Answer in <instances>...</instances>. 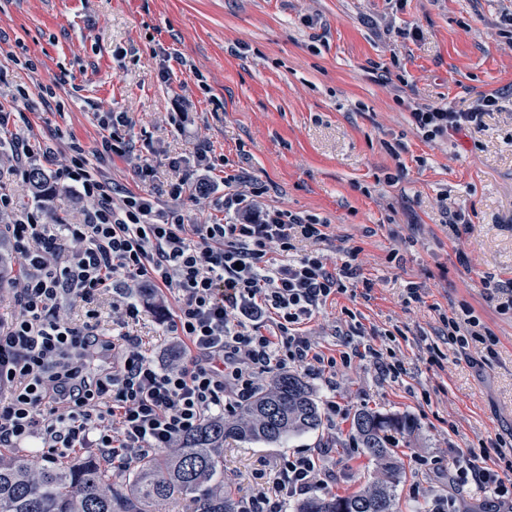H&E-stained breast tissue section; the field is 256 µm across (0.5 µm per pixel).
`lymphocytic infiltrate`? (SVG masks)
<instances>
[{"mask_svg":"<svg viewBox=\"0 0 512 512\" xmlns=\"http://www.w3.org/2000/svg\"><path fill=\"white\" fill-rule=\"evenodd\" d=\"M498 103L491 94L474 109L420 107L411 117L433 140L479 129ZM47 178L92 206L82 222L56 232L36 211L1 229L20 266L9 313L0 316L1 448L29 442L45 462L94 448L123 472L177 447L203 418L235 413L268 374L295 365L332 375L337 363L351 362L348 352L337 359L316 352L306 332L327 300L358 277L356 250L329 267L320 249L326 225L317 217L263 207L259 188L228 175L227 222L189 226L173 208L155 223L143 196L113 200L110 183L80 147ZM298 238L312 249L297 258ZM164 288L177 301L168 331L188 343V352L158 360L138 337L100 330L91 308L97 294L112 291V310L125 328ZM66 300L87 303L82 323L69 320ZM441 322L458 348L473 340L495 344L470 309ZM499 460L497 472L471 458L454 461L456 479L508 500L512 453ZM269 478L271 487H257L243 512H282L284 500L327 485L330 475L313 453L279 460Z\"/></svg>","mask_w":512,"mask_h":512,"instance_id":"f902f5d3","label":"lymphocytic infiltrate"}]
</instances>
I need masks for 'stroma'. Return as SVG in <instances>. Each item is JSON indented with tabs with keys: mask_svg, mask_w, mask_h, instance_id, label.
<instances>
[{
	"mask_svg": "<svg viewBox=\"0 0 512 512\" xmlns=\"http://www.w3.org/2000/svg\"><path fill=\"white\" fill-rule=\"evenodd\" d=\"M488 94L499 108L472 133L431 141L412 123L416 107L466 110ZM0 110L42 171L68 162L75 143L94 154L103 119L124 113L127 153L99 165L114 199L128 190L167 208L168 183L204 152L260 187L267 206L324 221L331 260L357 250L370 300L331 297L311 339L328 357L394 350L405 372L384 377L365 358L333 381L308 377L341 415L281 445L227 442L224 487L236 500L279 457L317 448L328 494L359 491L376 464L352 420L368 409L414 423L394 438L399 512H431L439 498L485 512L492 493L453 483L445 465L474 453L495 470L512 444V312L489 298L512 279V0H0ZM0 189L16 214L41 206L57 224L87 207L66 192L37 199L19 175L0 176ZM173 204L188 224L224 219L220 190ZM452 208L466 224L458 235ZM165 303L129 327L146 350L174 343V294ZM464 306L495 334L497 356L441 342V315ZM350 311L363 333L348 338Z\"/></svg>",
	"mask_w": 512,
	"mask_h": 512,
	"instance_id": "stroma-1",
	"label": "stroma"
}]
</instances>
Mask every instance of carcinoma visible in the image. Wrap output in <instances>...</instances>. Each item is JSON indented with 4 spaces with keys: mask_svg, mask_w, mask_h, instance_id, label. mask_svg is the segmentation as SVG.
I'll list each match as a JSON object with an SVG mask.
<instances>
[{
    "mask_svg": "<svg viewBox=\"0 0 512 512\" xmlns=\"http://www.w3.org/2000/svg\"><path fill=\"white\" fill-rule=\"evenodd\" d=\"M12 277L9 247L0 240V284ZM320 403L298 375L281 371L234 415L205 419L174 451L138 462L129 483L112 474L97 456L62 460L32 469L20 459L0 455V512H152L160 502L188 501L189 512H239L224 486V442L229 439L281 444L318 431ZM354 431L378 473L362 490L348 496L310 497L295 512H396L395 490L401 476L391 461L394 433L412 429L405 418L361 410Z\"/></svg>",
    "mask_w": 512,
    "mask_h": 512,
    "instance_id": "obj_1",
    "label": "carcinoma"
}]
</instances>
